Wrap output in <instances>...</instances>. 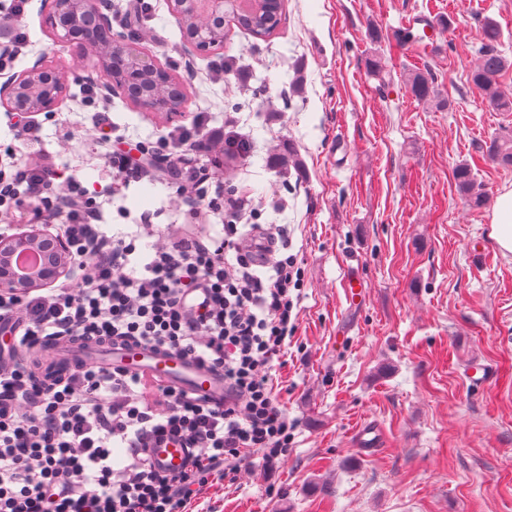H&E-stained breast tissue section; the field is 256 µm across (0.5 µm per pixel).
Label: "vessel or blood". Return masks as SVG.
Listing matches in <instances>:
<instances>
[{
    "mask_svg": "<svg viewBox=\"0 0 512 512\" xmlns=\"http://www.w3.org/2000/svg\"><path fill=\"white\" fill-rule=\"evenodd\" d=\"M45 369L58 375L72 368L93 366L147 372L166 385L183 390L215 406L224 404V376L221 372L200 366L181 353L159 351L144 346L109 343H72L58 341L43 352ZM190 451L183 442L164 440L150 449L153 466L164 473L183 470Z\"/></svg>",
    "mask_w": 512,
    "mask_h": 512,
    "instance_id": "b4317fda",
    "label": "vessel or blood"
}]
</instances>
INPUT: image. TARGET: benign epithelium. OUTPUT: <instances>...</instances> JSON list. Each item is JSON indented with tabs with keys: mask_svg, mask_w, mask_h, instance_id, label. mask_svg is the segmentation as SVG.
Here are the masks:
<instances>
[{
	"mask_svg": "<svg viewBox=\"0 0 512 512\" xmlns=\"http://www.w3.org/2000/svg\"><path fill=\"white\" fill-rule=\"evenodd\" d=\"M42 23L56 40L76 56L97 60L103 79L95 83L110 96L117 90L132 95L131 88L144 79L170 82L172 73L148 51L142 36L128 40L114 30L112 15L103 9V0H44ZM228 0H168L170 13L179 22L183 35V52L189 56L212 51L209 39L215 20L224 18ZM64 80L61 72L44 60L20 74H11L0 82V106L11 113L33 116L53 112L61 103ZM133 104L158 116H172L183 111L180 90L166 98L135 99ZM49 224L18 226L11 236H0V289L17 294L51 287L58 280H78L80 274L70 260L67 241L50 231ZM35 249L43 261L32 275L21 276L14 259Z\"/></svg>",
	"mask_w": 512,
	"mask_h": 512,
	"instance_id": "obj_1",
	"label": "benign epithelium"
}]
</instances>
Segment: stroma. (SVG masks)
Returning a JSON list of instances; mask_svg holds the SVG:
<instances>
[{"mask_svg":"<svg viewBox=\"0 0 512 512\" xmlns=\"http://www.w3.org/2000/svg\"><path fill=\"white\" fill-rule=\"evenodd\" d=\"M41 8L29 0V46L11 70L43 59L62 72V104L34 117L40 148L96 192L106 224L188 217L161 180L106 193L91 112L134 143L199 113L215 126L229 115L250 148L218 179L255 210L254 241L287 226L299 259L295 329L272 372L293 442L215 483L193 512H512V254L489 236L512 166L486 153L512 135V112L492 109L469 79L484 19L512 58V0H286L271 37L231 31L223 54L235 65L220 78L219 55L187 57L167 0H156L147 47L185 81V110L168 119L119 93L87 104L94 62L53 40ZM418 15L452 22L422 52L399 42L403 19ZM415 68L431 73L435 101L412 96ZM288 149L296 164L274 167ZM462 162L487 195L482 209L457 189ZM363 421L380 432L367 453L354 439Z\"/></svg>","mask_w":512,"mask_h":512,"instance_id":"1","label":"stroma"}]
</instances>
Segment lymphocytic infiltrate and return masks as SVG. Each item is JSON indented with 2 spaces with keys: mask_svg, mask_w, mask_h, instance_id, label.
I'll return each instance as SVG.
<instances>
[{
  "mask_svg": "<svg viewBox=\"0 0 512 512\" xmlns=\"http://www.w3.org/2000/svg\"><path fill=\"white\" fill-rule=\"evenodd\" d=\"M207 134L196 119L136 158L121 150L122 136L99 144L116 181L171 175L192 208L203 203L210 174L181 162ZM49 199L65 215L55 230L84 276L80 287L63 281L46 293L0 289V324L15 342L34 349L68 336L174 349L221 370L233 399L219 408L146 373L95 367L41 379L0 352V512H189L206 485L234 479L254 454L268 462L284 455L293 426L268 369L294 331L295 256L258 257L232 196L224 199L222 235L174 232L145 215L109 239L96 199L77 178H60L49 158L25 156L0 177L1 214ZM155 236L164 246L133 269L134 255ZM163 437L190 448L181 472L150 463L147 450ZM116 448L124 451L118 462Z\"/></svg>",
  "mask_w": 512,
  "mask_h": 512,
  "instance_id": "1",
  "label": "lymphocytic infiltrate"
}]
</instances>
